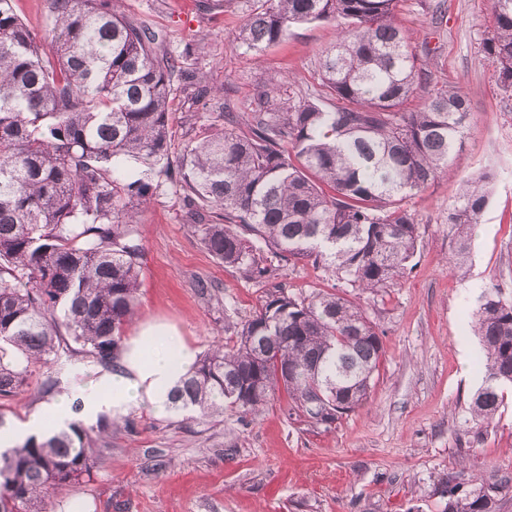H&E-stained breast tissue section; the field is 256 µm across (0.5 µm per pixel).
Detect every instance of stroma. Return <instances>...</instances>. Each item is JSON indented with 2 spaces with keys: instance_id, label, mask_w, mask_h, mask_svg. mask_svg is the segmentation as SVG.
I'll return each instance as SVG.
<instances>
[{
  "instance_id": "stroma-1",
  "label": "stroma",
  "mask_w": 512,
  "mask_h": 512,
  "mask_svg": "<svg viewBox=\"0 0 512 512\" xmlns=\"http://www.w3.org/2000/svg\"><path fill=\"white\" fill-rule=\"evenodd\" d=\"M124 11L206 74L212 111L241 115L271 73L289 75L303 92L318 89L317 59L341 25H291L258 62L231 44L246 0H125ZM398 21L415 46L426 47L430 85L458 89L470 102L469 134L452 174L404 202L418 224L412 269L373 292L308 260L282 263L273 278L296 296L324 291L354 299L377 323L383 356L366 403L329 430L289 415L281 389L245 425L230 415L189 419L133 409V429L118 421L98 440L101 463L92 479L65 487L48 512H445L439 486L448 476L467 488L512 482V394L485 427L475 426L469 410L483 382L471 313L486 289L512 297V92L499 88L483 51L491 0H445L439 14L402 0ZM488 170L496 175L492 195L472 230L466 274L457 277L448 263V210ZM147 177L154 194L139 226L143 284L135 321L173 324L202 355L235 335L270 284L213 258L184 223L171 181L156 170ZM201 280L210 295L197 291ZM108 373L86 358L59 362L35 379H53L57 396Z\"/></svg>"
}]
</instances>
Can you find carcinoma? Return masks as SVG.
Masks as SVG:
<instances>
[{"label":"carcinoma","instance_id":"1","mask_svg":"<svg viewBox=\"0 0 512 512\" xmlns=\"http://www.w3.org/2000/svg\"><path fill=\"white\" fill-rule=\"evenodd\" d=\"M52 51L0 0V402L61 356L118 359L142 285L139 214L152 184L127 165L161 166L179 187L185 221L208 252L246 278L273 261L307 259L355 288H385L416 253L403 200L450 173L469 129L454 88L404 103L428 63L397 19L400 0H253L233 44L256 56L295 23L347 26L319 58L321 90L298 96L273 74L243 122L219 112L211 133L185 141L172 167L175 84L208 97L205 75L158 56V32L130 20L123 0H48ZM484 44L497 83L512 91V0H492ZM494 179L481 174L448 211L456 273ZM481 388L472 421L489 423L512 386V299L488 289L472 312ZM376 325L334 293L280 288L168 393L176 413L232 412L246 425L276 390L288 415L331 428L367 399L382 356ZM79 422L0 451V512H46L57 492L99 461ZM512 488L449 480L447 512H498Z\"/></svg>","mask_w":512,"mask_h":512}]
</instances>
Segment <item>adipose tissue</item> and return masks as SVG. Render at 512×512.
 I'll use <instances>...</instances> for the list:
<instances>
[{"instance_id": "obj_1", "label": "adipose tissue", "mask_w": 512, "mask_h": 512, "mask_svg": "<svg viewBox=\"0 0 512 512\" xmlns=\"http://www.w3.org/2000/svg\"><path fill=\"white\" fill-rule=\"evenodd\" d=\"M196 351L171 325H140L123 342L120 356L106 384L110 391L101 396L96 391L72 389L30 414L17 427L0 432V446L8 447L29 436L41 437L49 430H63L75 414L94 419L102 414L119 418L143 406L163 413L168 409L167 393L191 370ZM81 402V412H73L74 402Z\"/></svg>"}]
</instances>
